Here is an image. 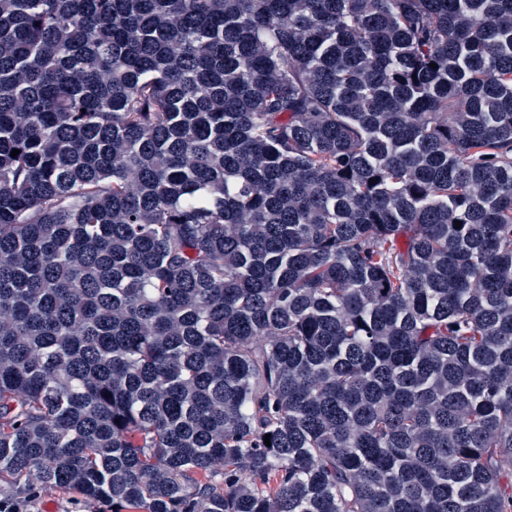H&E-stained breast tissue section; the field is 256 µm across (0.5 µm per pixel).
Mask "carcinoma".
<instances>
[{
  "instance_id": "carcinoma-1",
  "label": "carcinoma",
  "mask_w": 512,
  "mask_h": 512,
  "mask_svg": "<svg viewBox=\"0 0 512 512\" xmlns=\"http://www.w3.org/2000/svg\"><path fill=\"white\" fill-rule=\"evenodd\" d=\"M33 469L512 512V0H0V484Z\"/></svg>"
}]
</instances>
